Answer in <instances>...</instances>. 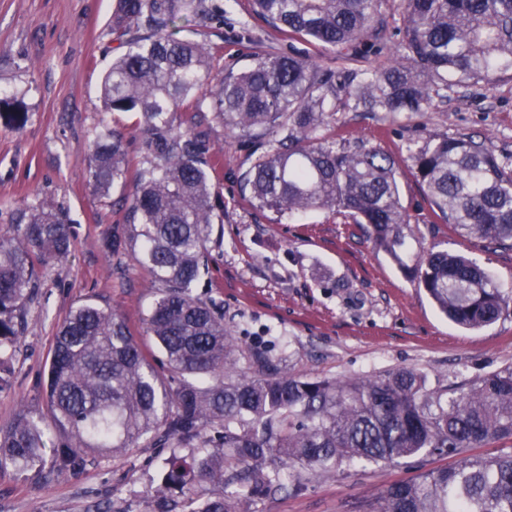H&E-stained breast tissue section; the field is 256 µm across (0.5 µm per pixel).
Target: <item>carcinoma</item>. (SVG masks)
<instances>
[{
  "mask_svg": "<svg viewBox=\"0 0 512 512\" xmlns=\"http://www.w3.org/2000/svg\"><path fill=\"white\" fill-rule=\"evenodd\" d=\"M381 0H254L257 13L320 52L386 49L368 39ZM208 0H116L110 34L121 49L102 80V111L139 115V162L108 125L94 136L89 182L103 196L131 188L126 222L106 240L159 285L143 319L161 349L151 363L123 316L92 302L60 324L42 383L50 418L22 407L0 429V471L23 473L46 457L60 474L152 438L175 449L162 465L158 512L208 484L192 512H240L243 500L298 493L302 468L325 476L343 464L446 455L457 466L386 489L371 512H512V452L472 450L512 442V367L454 388H429L403 368L345 379L294 376L260 352L252 375L226 377L237 337L224 311L193 288L209 274L219 157L200 112L213 113L249 151L250 200L279 214L332 210L372 228L375 246L418 280L450 321L466 329L512 311V297L475 261L447 251L408 255L414 237L395 160L384 151L320 136L338 108L421 114L452 94L512 78V0H406L402 38L384 69L341 71L311 55L258 50L237 71L213 72L212 47L182 36L211 22ZM13 127L24 106L0 92ZM408 159L435 213L464 237L512 251V156L485 139L435 134L408 145ZM0 238V367L12 359L41 269L70 252L66 209L55 202L12 209Z\"/></svg>",
  "mask_w": 512,
  "mask_h": 512,
  "instance_id": "cac0c4a2",
  "label": "carcinoma"
}]
</instances>
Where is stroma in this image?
Here are the masks:
<instances>
[{"label": "stroma", "mask_w": 512, "mask_h": 512, "mask_svg": "<svg viewBox=\"0 0 512 512\" xmlns=\"http://www.w3.org/2000/svg\"><path fill=\"white\" fill-rule=\"evenodd\" d=\"M223 23L189 26L186 36L218 46V70L249 63L256 46L286 53L288 39L260 17L252 0H218ZM116 0H0V89L22 101L28 121L15 130L0 120V237L13 233L10 207L39 200L62 204L72 220L67 259L41 279L27 311V329L0 389V428L20 406L47 414L40 386L59 325L87 301L117 310L148 352L156 347L141 323L158 285L130 256L105 250L124 223L120 191L99 197L86 163L101 121L139 141L132 113L105 115L103 71L116 55L109 33ZM222 159L218 172L224 222L214 229L209 274L197 293L224 309L240 340L235 367L250 374L252 352L264 350L302 377L343 378L416 368L430 385H455L512 365V315L479 330L446 319L417 281L378 251L365 224L324 210L281 216L256 207L242 189L251 160L211 113L198 116ZM487 138L512 154V80L465 98L450 97L421 115L338 112L326 138L346 137L391 154L398 162L401 201L415 232L412 249L464 254L512 295V252L487 250L442 223L407 161L409 139L430 134ZM169 447L137 448L91 460L63 476L51 466L23 474L0 471V512H153L158 472ZM456 458L420 455L394 463L361 462L306 481L299 494L282 491L244 503V512H365L390 485Z\"/></svg>", "instance_id": "obj_1"}]
</instances>
